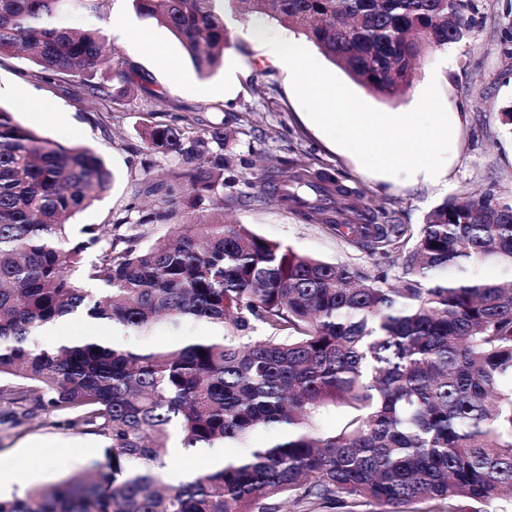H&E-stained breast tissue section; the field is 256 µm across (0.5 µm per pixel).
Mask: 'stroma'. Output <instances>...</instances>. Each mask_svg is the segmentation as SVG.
<instances>
[{
	"mask_svg": "<svg viewBox=\"0 0 512 512\" xmlns=\"http://www.w3.org/2000/svg\"><path fill=\"white\" fill-rule=\"evenodd\" d=\"M508 0H479V12L468 38L421 56L412 86L390 101L370 93L328 58L320 63L373 108L407 112L418 103L429 82H436L446 111L461 119L451 141L449 184L433 187L390 181L369 171L356 158L337 149L306 114L292 86L288 70L271 65L254 31L263 28L298 45L307 40L299 31L272 20L247 16L232 26L233 48L224 63L200 76L180 42L156 21L136 15L131 0H106L102 22H113L109 42L151 82L153 95L132 92L125 107L94 112L77 101L68 81L40 82L31 63L21 55L0 58V108L13 112L24 126L67 145L92 148L114 175L110 191L72 220L73 240H84L89 225H111L114 248L134 236L139 246L172 236V224H144L142 215L158 198L147 187L180 165L175 156L151 151L144 138L146 126L168 124L179 117L193 120L192 132L201 135L215 127L230 135L224 145V213L256 234L330 262L351 264L366 275L380 271L400 275L390 259L352 247L321 220H305L297 210L270 200L269 192L283 172L331 174L351 195L345 204L367 224H422L426 215L451 197L492 191L512 200V136L500 123V112L512 102V56L506 55L504 31L512 30ZM26 88L49 106L38 114L20 111L15 93ZM263 163H256V156ZM29 444L54 456L61 446L79 449L76 457L56 458L41 478L56 484L65 474L103 461L102 442L93 435L68 428L61 417L24 414L16 405H0V456Z\"/></svg>",
	"mask_w": 512,
	"mask_h": 512,
	"instance_id": "stroma-1",
	"label": "stroma"
}]
</instances>
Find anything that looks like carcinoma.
Segmentation results:
<instances>
[{
    "label": "carcinoma",
    "instance_id": "cac0c4a2",
    "mask_svg": "<svg viewBox=\"0 0 512 512\" xmlns=\"http://www.w3.org/2000/svg\"><path fill=\"white\" fill-rule=\"evenodd\" d=\"M168 28L195 70L209 75L232 47L231 23L260 15L302 31L370 92L394 100L429 48L462 42L476 0H132ZM101 0H0V57L23 51L43 82L67 79L92 109L134 87L130 63L111 51L120 87L94 81L108 52L97 25L57 23L67 11L100 17ZM191 120L148 126V146L179 156L152 216L207 198L210 213L177 224L174 238L105 249L68 275L90 245L112 235L74 216L113 176L83 146H65L0 108V401L30 405L97 436L105 461L0 497V512H280L295 495L323 504L387 506L450 497L512 502V278L469 275L478 262L512 271V202L491 192L451 198L408 224H338L336 236L401 261L400 286L344 263L301 254L224 220L221 127L188 137ZM280 201L321 196L306 174ZM83 314L125 332L205 320L215 334L181 346L132 349L97 341L53 348L45 326ZM350 418L320 434L332 405ZM258 428L276 441L250 447L214 471L163 481L173 435L192 451L226 448ZM108 246V241L102 239L98 244L89 246L82 254L81 266L72 274V277L78 280L86 288H94V283H89L84 277V271L91 264L98 261L101 256L102 249Z\"/></svg>",
    "mask_w": 512,
    "mask_h": 512
}]
</instances>
